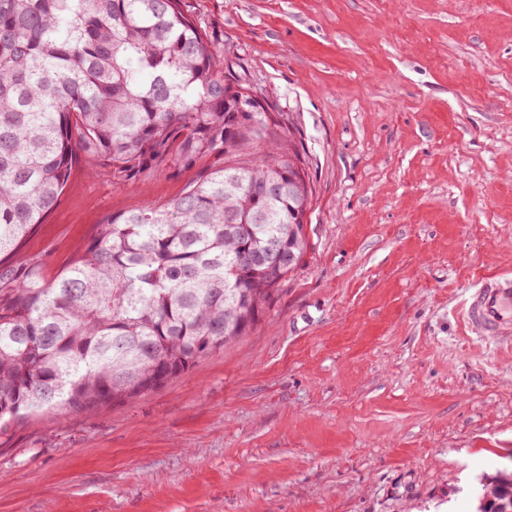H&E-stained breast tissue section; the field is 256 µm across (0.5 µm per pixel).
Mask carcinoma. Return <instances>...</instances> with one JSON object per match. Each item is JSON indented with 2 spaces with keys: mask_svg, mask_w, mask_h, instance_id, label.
Segmentation results:
<instances>
[{
  "mask_svg": "<svg viewBox=\"0 0 512 512\" xmlns=\"http://www.w3.org/2000/svg\"><path fill=\"white\" fill-rule=\"evenodd\" d=\"M182 0H0V421L152 392L255 327L307 249L295 142L248 101ZM119 183L202 161L179 196L109 219L49 281L23 244L81 156ZM259 263H268L271 267H277L283 271L288 270L294 263V255L276 240L265 244L256 255Z\"/></svg>",
  "mask_w": 512,
  "mask_h": 512,
  "instance_id": "obj_1",
  "label": "carcinoma"
}]
</instances>
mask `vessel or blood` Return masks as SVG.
Segmentation results:
<instances>
[{"instance_id": "vessel-or-blood-1", "label": "vessel or blood", "mask_w": 512, "mask_h": 512, "mask_svg": "<svg viewBox=\"0 0 512 512\" xmlns=\"http://www.w3.org/2000/svg\"><path fill=\"white\" fill-rule=\"evenodd\" d=\"M462 312L481 337L512 341V279L487 275L468 289Z\"/></svg>"}]
</instances>
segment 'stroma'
Wrapping results in <instances>:
<instances>
[{"label":"stroma","mask_w":512,"mask_h":512,"mask_svg":"<svg viewBox=\"0 0 512 512\" xmlns=\"http://www.w3.org/2000/svg\"><path fill=\"white\" fill-rule=\"evenodd\" d=\"M183 6L297 143L307 250L164 387L1 422L0 512H475L512 471V345L460 308L512 273V0ZM195 176L80 162L25 251L54 278Z\"/></svg>","instance_id":"35a3bbf8"}]
</instances>
